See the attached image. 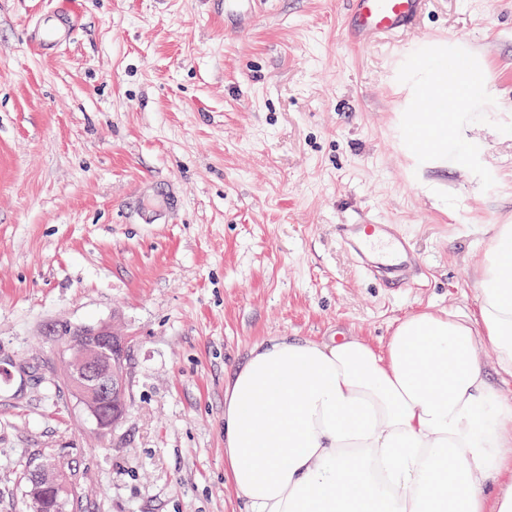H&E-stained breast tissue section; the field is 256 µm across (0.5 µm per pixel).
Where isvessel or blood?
<instances>
[{"label":"vessel or blood","mask_w":512,"mask_h":512,"mask_svg":"<svg viewBox=\"0 0 512 512\" xmlns=\"http://www.w3.org/2000/svg\"><path fill=\"white\" fill-rule=\"evenodd\" d=\"M424 3L425 0H350L345 35L351 43L362 46L383 36L404 33L415 25ZM70 32L66 20H59L41 30L38 45L44 50L53 49ZM448 81L449 92L455 95L473 87L476 76L458 63L449 66ZM435 137V131L420 120L407 130L405 142L412 151L421 153ZM337 231L369 275L386 287L405 288L419 277L420 258L398 225L365 220L338 225Z\"/></svg>","instance_id":"obj_1"}]
</instances>
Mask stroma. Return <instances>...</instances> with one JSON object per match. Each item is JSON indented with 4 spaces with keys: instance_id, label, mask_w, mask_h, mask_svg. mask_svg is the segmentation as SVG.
I'll return each mask as SVG.
<instances>
[{
    "instance_id": "stroma-1",
    "label": "stroma",
    "mask_w": 512,
    "mask_h": 512,
    "mask_svg": "<svg viewBox=\"0 0 512 512\" xmlns=\"http://www.w3.org/2000/svg\"><path fill=\"white\" fill-rule=\"evenodd\" d=\"M347 0H265L225 35L224 0H0V512L23 463L61 457L84 512H235L224 384L264 337L381 347L422 311L475 309L512 224V0H426L361 48ZM67 11L50 53L34 29ZM464 54L468 159L401 145L419 48ZM393 221L423 285L388 291L336 227ZM68 325L129 338V411L100 432L58 378Z\"/></svg>"
}]
</instances>
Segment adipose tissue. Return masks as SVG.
<instances>
[{"mask_svg":"<svg viewBox=\"0 0 512 512\" xmlns=\"http://www.w3.org/2000/svg\"><path fill=\"white\" fill-rule=\"evenodd\" d=\"M431 150H448L446 60L422 52ZM489 346L493 363L480 348ZM512 224L494 225L473 314L423 311L382 348L270 337L224 387L238 512H512Z\"/></svg>","mask_w":512,"mask_h":512,"instance_id":"obj_1","label":"adipose tissue"}]
</instances>
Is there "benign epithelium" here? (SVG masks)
<instances>
[{"mask_svg": "<svg viewBox=\"0 0 512 512\" xmlns=\"http://www.w3.org/2000/svg\"><path fill=\"white\" fill-rule=\"evenodd\" d=\"M127 345L128 337L107 326L77 325L68 328L62 347L64 377L69 385L81 388L80 402L103 431L122 421L130 403L125 368ZM40 482L56 496L70 493L56 471H42Z\"/></svg>", "mask_w": 512, "mask_h": 512, "instance_id": "7a95c632", "label": "benign epithelium"}]
</instances>
